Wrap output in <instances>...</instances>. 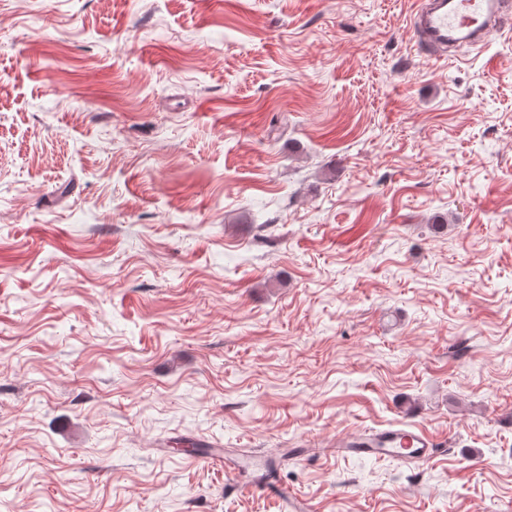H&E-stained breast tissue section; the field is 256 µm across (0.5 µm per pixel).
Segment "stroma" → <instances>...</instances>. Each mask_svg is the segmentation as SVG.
<instances>
[{"mask_svg":"<svg viewBox=\"0 0 512 512\" xmlns=\"http://www.w3.org/2000/svg\"><path fill=\"white\" fill-rule=\"evenodd\" d=\"M416 0H0V512H512V28ZM408 423L425 463L333 453ZM511 15L509 0H423L416 3L412 26L424 54L441 57L449 47H483ZM254 488L262 495L282 499L288 497V507L291 512H312L310 502L298 495L288 494L287 488L280 482L277 475L268 472L254 480Z\"/></svg>","mask_w":512,"mask_h":512,"instance_id":"obj_1","label":"stroma"}]
</instances>
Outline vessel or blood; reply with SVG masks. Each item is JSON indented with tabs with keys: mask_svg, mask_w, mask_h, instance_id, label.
Masks as SVG:
<instances>
[{
	"mask_svg": "<svg viewBox=\"0 0 512 512\" xmlns=\"http://www.w3.org/2000/svg\"><path fill=\"white\" fill-rule=\"evenodd\" d=\"M511 18L512 0H418L412 26L425 55L441 57L452 47L486 45L502 33ZM437 447V439L424 428L401 425L338 441L335 451L340 455H385L399 461L426 462L433 458ZM254 487L262 495L287 499L290 512H312L310 502L290 494L278 476L258 477Z\"/></svg>",
	"mask_w": 512,
	"mask_h": 512,
	"instance_id": "b4317fda",
	"label": "vessel or blood"
}]
</instances>
